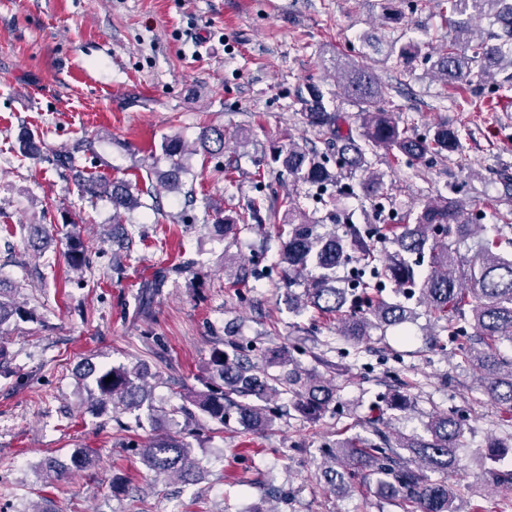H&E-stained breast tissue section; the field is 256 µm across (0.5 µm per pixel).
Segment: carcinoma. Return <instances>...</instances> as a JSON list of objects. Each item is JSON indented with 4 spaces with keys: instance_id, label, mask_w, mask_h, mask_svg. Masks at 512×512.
Returning a JSON list of instances; mask_svg holds the SVG:
<instances>
[{
    "instance_id": "obj_1",
    "label": "carcinoma",
    "mask_w": 512,
    "mask_h": 512,
    "mask_svg": "<svg viewBox=\"0 0 512 512\" xmlns=\"http://www.w3.org/2000/svg\"><path fill=\"white\" fill-rule=\"evenodd\" d=\"M450 20L448 45L437 53L432 69L445 83L471 85L475 80L493 79L491 69L509 71L499 88L512 89V0H440ZM486 17L497 26L488 42L474 36L472 17ZM413 42H393L386 57L409 61L419 55ZM330 67L338 74V89L360 107L357 132L341 135L344 118L328 110L321 88L310 83L306 94L298 96L308 123L325 135L326 151L319 153L292 142L273 152L293 182L323 187L346 180L342 194L353 196L355 188L369 193L375 207L382 210L384 182L371 168L368 155L383 148L409 161L424 163L432 156H452L462 147L459 131L447 124L419 137L395 112L383 107L388 87L381 82L369 56L359 59L332 58ZM224 127L211 125L201 130L200 144L211 155L224 153ZM162 153L169 161L167 189H179L184 145L176 137L164 139ZM82 199L110 196L115 211L141 206V189L118 179L105 181L89 176L77 184ZM269 195L250 204L251 215L267 211L268 223L277 221L278 211L266 206ZM288 224L279 227L284 236L279 264L288 274V285L302 291L291 297V308L298 313L308 309L323 316H336L337 330L349 340H360L372 330L386 332L411 319L413 309L392 303L382 290L392 286L418 297L427 312L455 343V354L476 373L484 394L499 408L512 412V356L501 345H512V257L496 252L502 243L512 246V224L499 223L495 215H481L478 228L492 234L470 258L462 257L458 241L471 234L473 222L466 202L456 196H436L418 202L413 221L389 225L390 249L376 247L377 228L372 224H344L336 233L339 211L322 218L304 208L297 195L282 199ZM330 220V229L324 221ZM240 218L215 214L214 225L226 234L238 232ZM66 259L70 267L86 265L88 243L80 227L72 224L64 232ZM429 251L428 272L421 273V257ZM360 267L351 286L336 278V269L351 261ZM29 311L17 304L7 289L0 287V326L24 319ZM230 350L216 348L198 375L202 389L185 396L189 405L163 407L162 416L180 413L187 426L200 429L211 423L216 429L235 416L249 431L270 427L282 415L276 400L288 396L289 409L310 420H318L336 397V386L317 371L299 367L288 348L272 352L269 364L280 367L270 373L254 362L249 350L229 341ZM84 375L92 378L96 398L93 407H112L122 412L143 407L146 400L144 373L137 368L97 367L87 364ZM114 376L107 383L105 378ZM386 408L405 412L413 399L406 391L394 389L385 399ZM464 419L453 408L433 415L425 425L426 434H396L390 437L378 428L369 437H343L322 449L321 478L331 486L352 488L369 480L381 499L397 504L403 512H469L468 499L448 478L459 474L458 449L464 434ZM141 463L157 475L194 478L198 460L194 448L181 437L156 433L137 445ZM488 472L498 486L512 488V469L499 466L489 455Z\"/></svg>"
}]
</instances>
